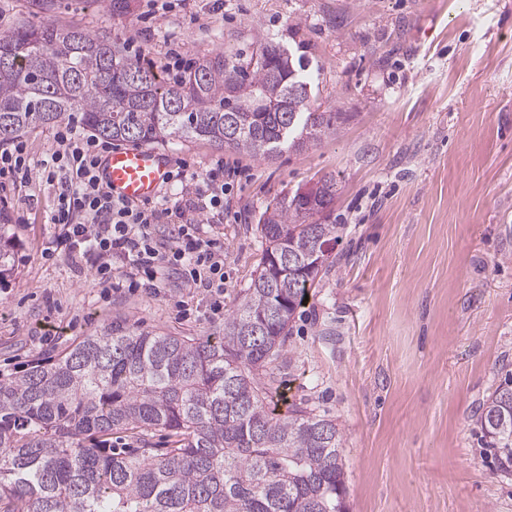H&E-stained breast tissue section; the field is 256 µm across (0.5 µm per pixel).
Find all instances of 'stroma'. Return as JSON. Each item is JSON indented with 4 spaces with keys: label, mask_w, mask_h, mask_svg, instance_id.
<instances>
[{
    "label": "stroma",
    "mask_w": 512,
    "mask_h": 512,
    "mask_svg": "<svg viewBox=\"0 0 512 512\" xmlns=\"http://www.w3.org/2000/svg\"><path fill=\"white\" fill-rule=\"evenodd\" d=\"M101 0H0V35L20 20L76 24L165 74L190 58L274 36L302 48L335 130L267 159L205 141L163 143L172 165L215 158L240 172L223 210L184 222L224 242L232 311L266 248L261 214L335 176L339 243L262 381L278 412L304 403L342 431L348 512H512L475 413L512 372V0H184L143 21ZM56 197L40 177L0 189L15 270L0 284V373L56 356L115 322L219 336L223 315L165 271L159 294L103 295L65 254Z\"/></svg>",
    "instance_id": "obj_1"
}]
</instances>
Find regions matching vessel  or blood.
Listing matches in <instances>:
<instances>
[{
	"mask_svg": "<svg viewBox=\"0 0 512 512\" xmlns=\"http://www.w3.org/2000/svg\"><path fill=\"white\" fill-rule=\"evenodd\" d=\"M169 173L167 153L147 146L114 149L100 168L112 195L137 204L152 201L168 184Z\"/></svg>",
	"mask_w": 512,
	"mask_h": 512,
	"instance_id": "obj_1",
	"label": "vessel or blood"
}]
</instances>
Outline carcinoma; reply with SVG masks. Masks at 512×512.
Listing matches in <instances>:
<instances>
[{
    "label": "carcinoma",
    "mask_w": 512,
    "mask_h": 512,
    "mask_svg": "<svg viewBox=\"0 0 512 512\" xmlns=\"http://www.w3.org/2000/svg\"><path fill=\"white\" fill-rule=\"evenodd\" d=\"M274 39L203 57L172 85L105 36L51 21L0 36V147L71 112L97 136L172 139L272 157L335 128L319 111L305 65ZM336 179L324 175L265 210L260 269L224 335L173 336L108 325L51 361L0 377L3 512H346L336 420L270 408L260 372L283 351L290 323L336 243ZM0 224V278L12 270ZM477 425L512 465V376L484 401ZM155 448L112 447L124 433Z\"/></svg>",
    "instance_id": "carcinoma-1"
}]
</instances>
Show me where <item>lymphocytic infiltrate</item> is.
<instances>
[{
    "label": "lymphocytic infiltrate",
    "mask_w": 512,
    "mask_h": 512,
    "mask_svg": "<svg viewBox=\"0 0 512 512\" xmlns=\"http://www.w3.org/2000/svg\"><path fill=\"white\" fill-rule=\"evenodd\" d=\"M110 141L80 132L64 123L55 135L50 153L37 165H29L22 144L0 152V186L39 175L52 187L57 206L50 221L63 230L59 243L75 266H89L106 291H120L138 275H154L173 266L181 267L184 287L206 292L213 314L224 311V246L201 236L196 225H177L178 250H162L156 239L159 214L156 207H140L113 198L99 180V163L110 152ZM181 187L183 205L208 198L219 207L230 191L224 179V162L215 160L199 175L178 166L171 176ZM121 275H114L115 265Z\"/></svg>",
    "instance_id": "obj_1"
}]
</instances>
